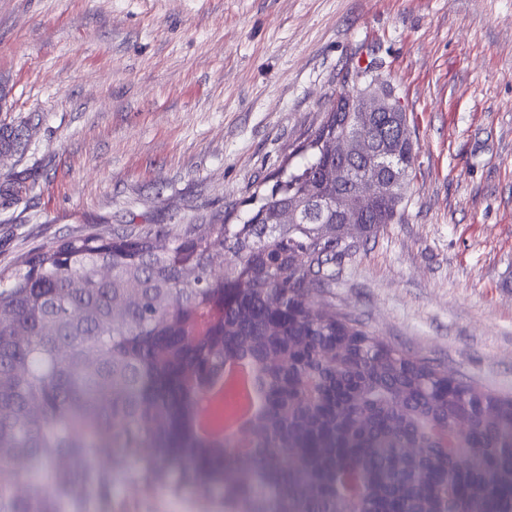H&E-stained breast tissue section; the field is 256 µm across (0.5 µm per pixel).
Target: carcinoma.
Segmentation results:
<instances>
[{"label":"carcinoma","mask_w":512,"mask_h":512,"mask_svg":"<svg viewBox=\"0 0 512 512\" xmlns=\"http://www.w3.org/2000/svg\"><path fill=\"white\" fill-rule=\"evenodd\" d=\"M358 106L342 85L303 161L254 191L238 224L74 235L0 276V512H103L132 471L146 495L188 488L227 512H512V399L331 303L306 310L404 216L403 113ZM359 133L370 151L336 161L328 144ZM366 176L401 181L359 215L349 181ZM22 190L3 181L0 199ZM283 209L298 222L277 223ZM235 360L253 366L261 408L228 455L238 394L206 393ZM458 419L468 431L450 453L434 428Z\"/></svg>","instance_id":"carcinoma-1"}]
</instances>
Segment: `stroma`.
<instances>
[{"label":"stroma","mask_w":512,"mask_h":512,"mask_svg":"<svg viewBox=\"0 0 512 512\" xmlns=\"http://www.w3.org/2000/svg\"><path fill=\"white\" fill-rule=\"evenodd\" d=\"M390 90L405 219L326 292L363 329L512 399V0H0V274L71 235L249 209L343 82ZM111 512H224L129 494Z\"/></svg>","instance_id":"1"}]
</instances>
